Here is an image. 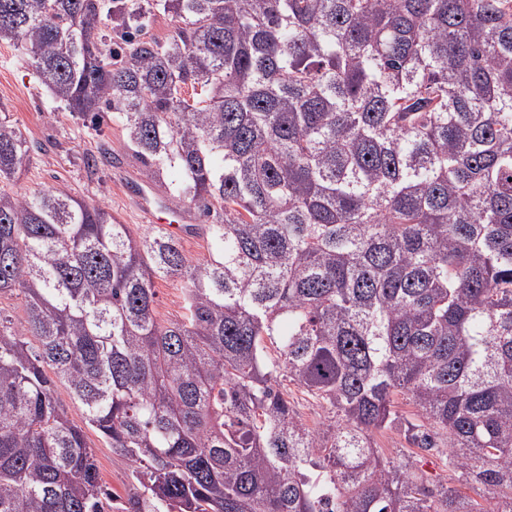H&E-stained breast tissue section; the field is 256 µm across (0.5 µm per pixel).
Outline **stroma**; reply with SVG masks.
<instances>
[{"mask_svg": "<svg viewBox=\"0 0 512 512\" xmlns=\"http://www.w3.org/2000/svg\"><path fill=\"white\" fill-rule=\"evenodd\" d=\"M1 117L18 126L39 146L26 162L19 181L5 184V191L20 194L34 189H64L88 204H103L134 231L144 233L151 229L147 216L123 189L124 179L141 177L142 163L127 145L122 122L108 119L98 132L77 124L52 99L18 52L5 42L0 43ZM103 142L108 145V157L99 158L95 169H87L84 157L97 155ZM86 441L95 451L103 485L115 495L114 507H126L135 486L130 462L108 448L95 431H87ZM375 441L388 457L409 458L413 469L425 472L433 480L449 481L448 469L439 455L408 457L409 444L401 431L376 434Z\"/></svg>", "mask_w": 512, "mask_h": 512, "instance_id": "stroma-1", "label": "stroma"}]
</instances>
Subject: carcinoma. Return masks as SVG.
I'll return each instance as SVG.
<instances>
[{
	"instance_id": "cac0c4a2",
	"label": "carcinoma",
	"mask_w": 512,
	"mask_h": 512,
	"mask_svg": "<svg viewBox=\"0 0 512 512\" xmlns=\"http://www.w3.org/2000/svg\"><path fill=\"white\" fill-rule=\"evenodd\" d=\"M0 42L223 215L186 226L192 264L164 227L0 191L25 312L0 309V512H109L59 382L130 461L125 512H512V0H0ZM31 149L0 119V182ZM393 428L483 502L384 459ZM185 256L192 263L206 260L211 252L210 242L204 236H181ZM155 289L158 320L165 323L181 320L185 313L181 282L177 279L159 280ZM282 383L288 393V399H290L300 419L310 426H318L326 415L320 404L308 396L299 386L289 383L288 378Z\"/></svg>"
}]
</instances>
